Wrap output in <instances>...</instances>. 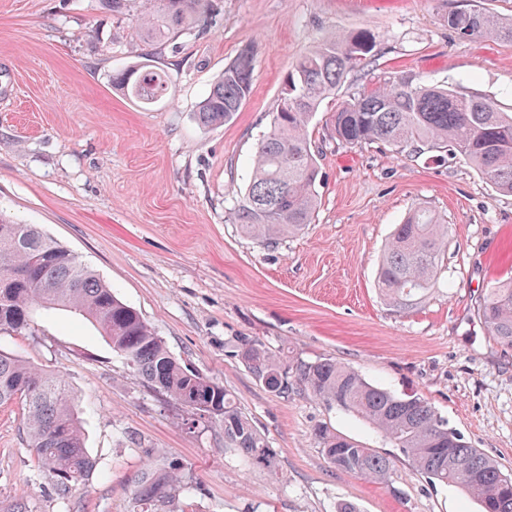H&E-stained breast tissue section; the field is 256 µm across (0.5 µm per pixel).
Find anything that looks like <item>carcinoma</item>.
<instances>
[{
  "label": "carcinoma",
  "mask_w": 512,
  "mask_h": 512,
  "mask_svg": "<svg viewBox=\"0 0 512 512\" xmlns=\"http://www.w3.org/2000/svg\"><path fill=\"white\" fill-rule=\"evenodd\" d=\"M141 23L154 45L206 21L211 0H154ZM448 28L462 38L492 37L512 45V17L480 9L452 10ZM368 32L334 34L292 65L270 127L258 143L245 196L231 212L241 232L263 243L299 234L313 223L318 205V167L309 124L322 103L335 97L347 75L367 65ZM252 53L241 52L224 67L195 113L203 128L234 119L252 86ZM112 88L130 101L153 105L170 93L171 80L154 69L150 54L116 74ZM336 140L345 145L380 142L397 153L441 149L469 163L499 194L512 196V112L453 86H426L393 76L342 101L332 115ZM448 225L426 210L396 225L377 272L378 287L397 307L416 305L434 287L448 246ZM74 312L97 327L112 351L156 393L224 428V443L251 465L275 474L278 452L237 406L234 395L167 349L153 327L121 302L79 256L37 224L0 214V332L21 334L35 316ZM488 333L512 348V281L491 289L478 308ZM234 353L264 388L276 395L299 385L324 405L359 416L383 439L411 458L431 482L455 486L482 512H512V476L471 445L418 396H398L331 359H288L253 337H239ZM21 400L24 430L58 498L66 500L94 469L75 398L63 378L47 374L0 349V405ZM327 461L338 470L384 483L392 462L374 449L341 436L327 425L315 429ZM190 489L184 468L141 472L134 501L141 509L175 502Z\"/></svg>",
  "instance_id": "obj_1"
}]
</instances>
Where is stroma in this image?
Returning <instances> with one entry per match:
<instances>
[{"instance_id":"35a3bbf8","label":"stroma","mask_w":512,"mask_h":512,"mask_svg":"<svg viewBox=\"0 0 512 512\" xmlns=\"http://www.w3.org/2000/svg\"><path fill=\"white\" fill-rule=\"evenodd\" d=\"M468 2L512 17V0H213L199 31L151 47L139 30L151 0L116 11L107 0H0V212L40 225L92 267L176 358L235 396L280 460L270 475L225 447L217 423L188 429L185 409L148 388L88 322L58 311L34 333L0 332V349L65 378L96 465L59 499L25 442L22 403L1 406L0 506L22 497L31 512H132L141 470L177 461L193 485L184 512H335L343 500L358 512H479L359 417L300 386L268 393L233 345L254 336L422 397L512 474V349L478 316L490 288L512 280V196L445 152L341 144L326 104L310 126L314 223L267 245L229 220L288 71L326 34L375 37L339 98L407 76L512 107V45L448 28L449 11ZM244 49L254 58L249 97L232 122L201 128L198 104ZM147 52L173 92L142 107L113 90L112 76ZM419 207L448 225L450 243L430 294L400 310L376 272L395 225ZM320 424L391 457L390 480L332 467L314 438Z\"/></svg>"}]
</instances>
